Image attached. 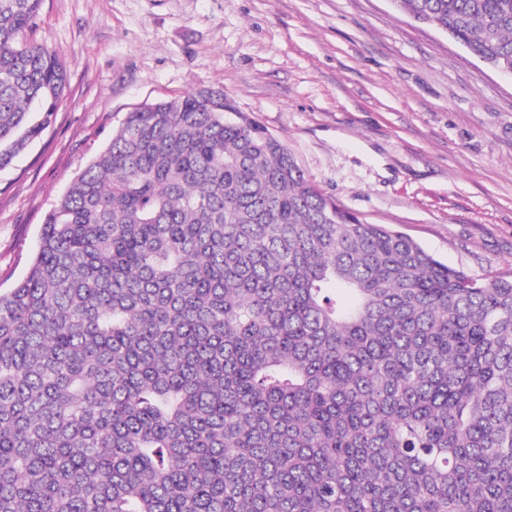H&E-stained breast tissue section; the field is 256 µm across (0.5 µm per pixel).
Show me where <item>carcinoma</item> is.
Segmentation results:
<instances>
[{
  "label": "carcinoma",
  "mask_w": 512,
  "mask_h": 512,
  "mask_svg": "<svg viewBox=\"0 0 512 512\" xmlns=\"http://www.w3.org/2000/svg\"><path fill=\"white\" fill-rule=\"evenodd\" d=\"M492 69L512 0H390ZM0 0V170L68 72ZM0 512H512V274L371 224L203 89L126 113L0 292Z\"/></svg>",
  "instance_id": "cac0c4a2"
}]
</instances>
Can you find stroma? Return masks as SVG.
Instances as JSON below:
<instances>
[{"label": "stroma", "mask_w": 512, "mask_h": 512, "mask_svg": "<svg viewBox=\"0 0 512 512\" xmlns=\"http://www.w3.org/2000/svg\"><path fill=\"white\" fill-rule=\"evenodd\" d=\"M68 88L0 170V290L127 112L224 91L323 193L473 277L512 273V79L389 0H43Z\"/></svg>", "instance_id": "1"}]
</instances>
